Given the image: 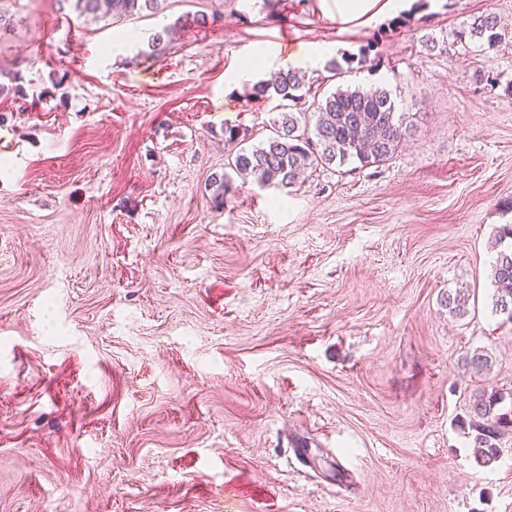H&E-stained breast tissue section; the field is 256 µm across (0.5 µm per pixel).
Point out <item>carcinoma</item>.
I'll return each instance as SVG.
<instances>
[{
    "mask_svg": "<svg viewBox=\"0 0 512 512\" xmlns=\"http://www.w3.org/2000/svg\"><path fill=\"white\" fill-rule=\"evenodd\" d=\"M79 16L100 13L117 18L154 12L158 0H61ZM496 15L485 13L471 18L453 34V41L427 37L428 49L449 54L459 47L465 51L493 49L506 39ZM323 78L306 81L292 67L283 68L272 80H260L252 86L254 100L276 99L280 111L273 120V135L257 146L241 148L228 158L227 167L242 180L261 188H290L307 172L333 165L355 164L357 168L380 166L391 160L400 147L405 113L398 111L392 93L385 87L369 89L338 85L331 93H321ZM313 109L314 124H309L304 105ZM512 224L499 227L495 236L496 256L490 280L493 287L492 311L512 322ZM469 293L457 288L443 296L448 314L459 318L467 313ZM491 356L477 348L466 358V369L479 374L487 370ZM497 389L477 394L468 412V436L477 465L488 467L497 462L502 440L512 433V408L504 409L506 398Z\"/></svg>",
    "mask_w": 512,
    "mask_h": 512,
    "instance_id": "obj_1",
    "label": "carcinoma"
}]
</instances>
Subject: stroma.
Returning a JSON list of instances; mask_svg holds the SVG:
<instances>
[{"mask_svg": "<svg viewBox=\"0 0 512 512\" xmlns=\"http://www.w3.org/2000/svg\"><path fill=\"white\" fill-rule=\"evenodd\" d=\"M0 10V512H512V440L480 467L466 426L476 392L512 391L489 278L512 224V37L424 47L485 12L512 27V0ZM199 13L218 19L176 27ZM327 45L356 58L345 83L391 91L404 145L283 190L236 178L216 205L225 126L272 133L253 81ZM397 1L400 0H334L336 5V14L341 19H354L372 12L378 5L379 7L372 12L376 14L386 8H395Z\"/></svg>", "mask_w": 512, "mask_h": 512, "instance_id": "stroma-1", "label": "stroma"}]
</instances>
